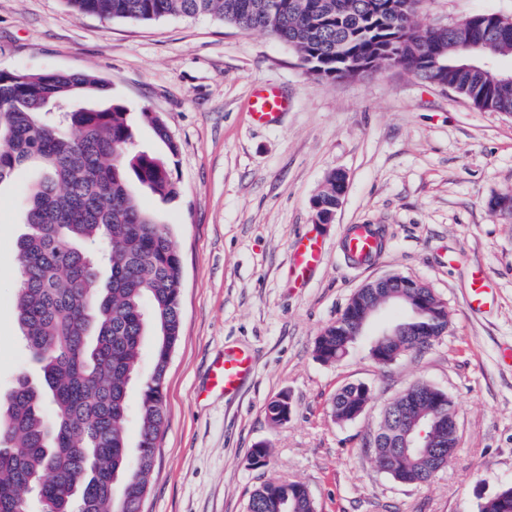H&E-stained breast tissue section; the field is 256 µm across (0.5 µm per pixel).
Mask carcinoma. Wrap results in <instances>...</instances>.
<instances>
[{
  "label": "carcinoma",
  "mask_w": 512,
  "mask_h": 512,
  "mask_svg": "<svg viewBox=\"0 0 512 512\" xmlns=\"http://www.w3.org/2000/svg\"><path fill=\"white\" fill-rule=\"evenodd\" d=\"M422 0H66L103 20L149 22L217 16L294 48L313 77L345 79L400 67L440 80L477 108L512 114V82L483 60L512 56V19L496 13L420 30ZM474 43L465 61L458 47ZM95 73L0 71V183L25 165L42 169L15 245L14 316L38 377L18 378L0 402V512H140L155 448L166 428L164 377L180 334V255L166 226L130 191L136 181L162 200L179 195L168 162L138 150L126 108ZM141 116L177 154L162 120ZM313 204L336 210V174ZM342 319L317 338L316 357L348 351ZM155 337L135 414L140 451L128 455V390L141 350ZM434 449L394 459L389 476L427 483ZM247 512H317L306 485L267 481ZM479 512H512V487Z\"/></svg>",
  "instance_id": "1"
}]
</instances>
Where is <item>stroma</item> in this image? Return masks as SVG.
<instances>
[{
	"label": "stroma",
	"mask_w": 512,
	"mask_h": 512,
	"mask_svg": "<svg viewBox=\"0 0 512 512\" xmlns=\"http://www.w3.org/2000/svg\"><path fill=\"white\" fill-rule=\"evenodd\" d=\"M512 17V0H422L419 28L476 13ZM97 72L127 106L141 148L167 149L139 121L157 113L178 146L180 194L164 202L133 186L170 231L182 261L181 329L166 370L167 426L141 512H246L268 479L305 484L319 512H477L512 486V212L492 200L512 191V116L486 112L399 67L349 80L306 75L296 52L269 34L211 16L148 23L80 15L64 0H0V71ZM267 82L287 96L276 122L253 123L245 102ZM347 177L332 223L313 199L331 172ZM39 171L0 184V395L29 360L13 314L15 242L24 197ZM372 224L384 247L356 266L340 242ZM325 251L305 285L288 278L298 238ZM493 286L485 308L467 303L471 278ZM391 274L425 281L443 300L448 330L387 366L360 338L338 362L314 346L353 293ZM228 348L250 350L255 375L237 393L209 389ZM424 381L455 403L460 446L425 485L381 472L368 442L385 405ZM364 384L355 420L330 413L336 393ZM287 395L286 423L267 404ZM268 466L246 461L257 444Z\"/></svg>",
	"instance_id": "stroma-1"
}]
</instances>
